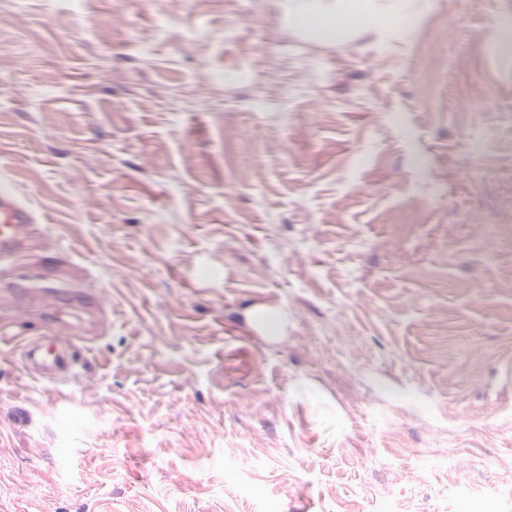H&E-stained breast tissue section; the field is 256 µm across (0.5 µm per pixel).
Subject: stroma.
Masks as SVG:
<instances>
[{"label": "stroma", "mask_w": 512, "mask_h": 512, "mask_svg": "<svg viewBox=\"0 0 512 512\" xmlns=\"http://www.w3.org/2000/svg\"><path fill=\"white\" fill-rule=\"evenodd\" d=\"M296 4L0 0V512H512V0ZM307 2L303 1L306 5L296 11L294 15L295 21L302 26L314 25L327 37L336 34L337 39L346 30H350L355 26L358 21L355 15H349L348 13H336V17L318 19V15L311 12ZM34 217L11 183L0 181V264L24 253ZM20 359L23 367L44 380L60 379L70 369L71 347L52 334L26 336L21 340Z\"/></svg>", "instance_id": "obj_1"}]
</instances>
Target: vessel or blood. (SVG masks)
Returning a JSON list of instances; mask_svg holds the SVG:
<instances>
[{
  "label": "vessel or blood",
  "mask_w": 512,
  "mask_h": 512,
  "mask_svg": "<svg viewBox=\"0 0 512 512\" xmlns=\"http://www.w3.org/2000/svg\"><path fill=\"white\" fill-rule=\"evenodd\" d=\"M34 217L22 203L15 187L0 181V264L10 263L23 254ZM20 341V359L23 367L38 378L56 380L70 369L71 347L54 335L15 338L0 326V341Z\"/></svg>",
  "instance_id": "1"
}]
</instances>
